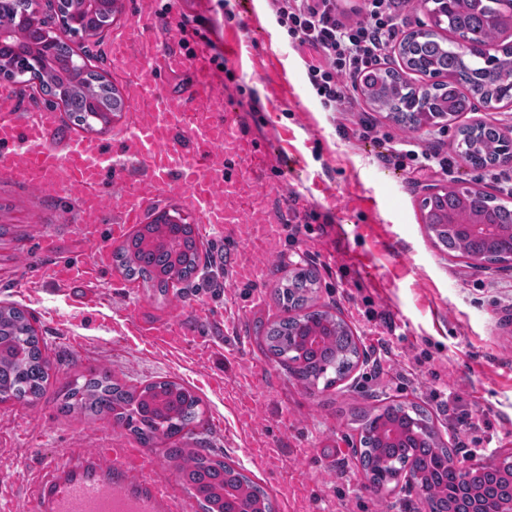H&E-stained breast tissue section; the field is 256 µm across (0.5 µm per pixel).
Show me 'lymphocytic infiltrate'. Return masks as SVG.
<instances>
[{
  "instance_id": "1",
  "label": "lymphocytic infiltrate",
  "mask_w": 512,
  "mask_h": 512,
  "mask_svg": "<svg viewBox=\"0 0 512 512\" xmlns=\"http://www.w3.org/2000/svg\"><path fill=\"white\" fill-rule=\"evenodd\" d=\"M272 6L296 47L311 56L307 79L324 111H353L348 81L375 67L396 40V0H363L351 23L336 0H272ZM383 159L419 175L448 173L455 166L454 159L422 149L412 140L391 145Z\"/></svg>"
}]
</instances>
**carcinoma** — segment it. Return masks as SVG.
Here are the masks:
<instances>
[{
	"label": "carcinoma",
	"mask_w": 512,
	"mask_h": 512,
	"mask_svg": "<svg viewBox=\"0 0 512 512\" xmlns=\"http://www.w3.org/2000/svg\"><path fill=\"white\" fill-rule=\"evenodd\" d=\"M504 0H451L448 12L427 29L408 34L399 53L405 67L422 74L435 73L442 81L426 87H415L389 69L368 73L363 90L377 109L388 113L411 131L422 125L421 113L434 112L441 117H454L473 109L479 99L488 107L502 101L512 92V45L496 44L500 31L497 20L506 12ZM459 35L453 42L442 31ZM72 82L94 88L104 107H118L111 91L95 82L94 73L79 68ZM44 95L61 99L68 116L77 125L93 128V119L85 112L86 99L62 86L39 82ZM467 146L464 161L473 168L493 165L505 158L509 140L492 124L466 128ZM462 191L448 188L424 204L428 210L460 201ZM470 207L486 211L491 205L494 223L512 224V207L485 203L481 195L467 197ZM438 242L463 257L480 256L487 262H501L512 255V245L488 244L456 233L444 225L431 224ZM167 231L179 239L185 249L184 260L173 266L162 251L142 252L137 248L138 234H133L112 252V261L128 280H140L161 293L186 282L197 272L200 261L199 232L195 224H170ZM316 279L312 273L299 271L280 282L274 289L277 300L294 315L272 324L265 332L267 350L292 363L293 375L308 387L320 381L331 386L353 367L359 349L348 325L326 311H307L306 302L314 292ZM317 324L326 335L316 346L307 344L304 328ZM43 339L30 323L29 315L17 307L0 308V402H34L46 389L50 363L42 351ZM201 399L183 385L171 381H154L140 391L127 390L112 382L104 370H91L83 382L67 385L60 410L75 408L92 414L115 415L120 424L133 429L142 444H166L183 431L203 427ZM359 461L376 488H381L400 472L414 478L425 512H467L469 500L458 494L459 474L452 466V452L430 425L427 411L418 405L391 403L374 415L357 414ZM392 423L404 431V438L386 445L380 440V429ZM181 477L203 499L205 512H224V504L210 493V479L246 483L248 493L239 503L240 512L259 501L266 512H274L272 502L240 472L220 461L200 455L193 465L181 471ZM473 493L487 512H497V504L509 499L512 479L497 469L478 468L471 476Z\"/></svg>",
	"instance_id": "obj_1"
}]
</instances>
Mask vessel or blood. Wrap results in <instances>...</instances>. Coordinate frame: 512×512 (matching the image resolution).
<instances>
[{"label":"vessel or blood","mask_w":512,"mask_h":512,"mask_svg":"<svg viewBox=\"0 0 512 512\" xmlns=\"http://www.w3.org/2000/svg\"><path fill=\"white\" fill-rule=\"evenodd\" d=\"M159 16L155 0H136L132 21L112 38V63L135 69L157 61L167 71L182 69V55L160 49L146 38ZM151 77L126 82L119 96L124 106H137L130 126L115 147L92 137L69 138L57 148L59 116L15 112L9 98L0 99V173L52 197L69 189L80 192L78 215L94 242L91 260L55 261L41 269L44 279L58 285L96 281L110 260V245L125 240L142 224L146 209L167 196L176 197L201 228L219 229L243 238L250 249L232 270L234 279L259 278L256 255L277 254L288 215L275 204L284 194L280 185L266 184L255 163L256 148L224 111V96L204 67L187 89H151ZM143 167L131 190L120 184L133 167ZM112 177L114 221L102 225L104 197L99 185ZM124 331L150 347L178 351L188 337L177 320L149 322L126 312ZM240 363V386L226 394L239 424L251 429L258 367L242 360L241 348L230 352ZM141 448H99L72 463L46 458L37 465L35 512H186V502Z\"/></svg>","instance_id":"obj_1"}]
</instances>
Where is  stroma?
I'll use <instances>...</instances> for the list:
<instances>
[{"mask_svg": "<svg viewBox=\"0 0 512 512\" xmlns=\"http://www.w3.org/2000/svg\"><path fill=\"white\" fill-rule=\"evenodd\" d=\"M158 7L163 25L154 37L162 43L183 40L210 58L225 40L236 41L226 69L212 71L229 89L226 108L270 155L265 180L297 187L300 208L315 210L316 218L264 259L267 278L259 286L232 282L229 265L244 245L213 231L202 239L190 287L160 296L109 268L99 281L63 288L38 272L51 257L84 262L92 256L75 197L48 200L0 177V303L29 313L52 367L37 404L0 403V476L12 483L18 512H30L31 467L43 453L68 462L94 448L139 447L111 417L60 412L67 382L91 367L130 387L168 378L191 388L202 400L206 426L185 435L183 448L232 464L280 505V475L252 463L208 371L192 355L174 358L123 339L115 321L126 309L152 322L181 319L192 336L214 339L216 369H224L225 350L238 342L264 366L257 427L282 448L284 474L307 481L309 512H424L415 490L369 488L351 414L393 401L422 405L440 438L450 439L454 457L470 464L512 448V271L470 268L435 246L423 221L432 187L479 188L512 206L503 186L512 166L493 171L459 162L449 176H413L380 161L386 144L340 135L337 114L322 109L307 80L306 55L278 24L271 0H231L226 7L220 0H158ZM353 94L358 110L348 114L349 123L363 120L392 140L410 138L457 159L464 127L491 122L512 137V106L504 102L494 110L476 103L473 111L413 133L374 108L361 89ZM44 236L56 239L54 256L41 252ZM301 269L317 276L315 306L344 320L372 358L324 390H307L260 340L261 326L283 315L274 288ZM201 305L235 316L240 337L200 321ZM453 399L491 423V445L473 444V431L453 415ZM284 409L292 416L285 428L277 421Z\"/></svg>", "mask_w": 512, "mask_h": 512, "instance_id": "35a3bbf8", "label": "stroma"}]
</instances>
